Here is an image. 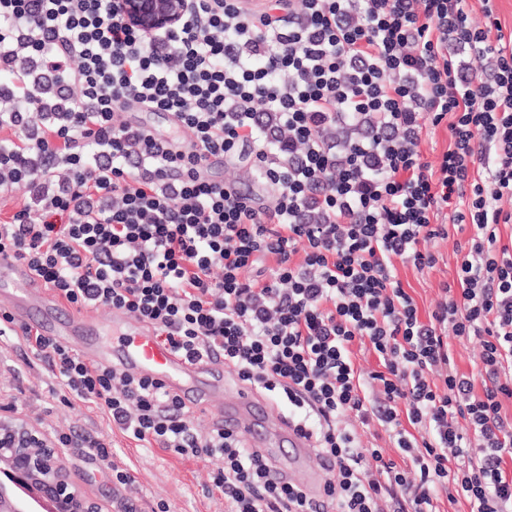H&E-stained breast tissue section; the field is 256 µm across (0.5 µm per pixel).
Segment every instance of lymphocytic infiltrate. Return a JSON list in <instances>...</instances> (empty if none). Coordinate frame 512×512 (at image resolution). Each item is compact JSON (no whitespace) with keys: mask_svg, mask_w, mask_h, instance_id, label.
Wrapping results in <instances>:
<instances>
[{"mask_svg":"<svg viewBox=\"0 0 512 512\" xmlns=\"http://www.w3.org/2000/svg\"><path fill=\"white\" fill-rule=\"evenodd\" d=\"M121 2L0 0V202L22 197L0 249L67 303L124 310L286 405L332 465L326 501L270 482L267 459L198 430L160 383L28 328L20 343L138 445L222 460L225 512H436L440 488L512 512V33L496 0L481 27L469 0H195L153 37ZM131 107L169 113L177 136L116 121ZM443 123L434 166L422 133ZM215 158L248 160L271 204L212 179ZM452 226L465 252L424 321L395 264L433 267ZM452 337L478 342L476 372ZM374 422L399 459L364 444ZM452 356L459 372L470 374L479 363L480 347L477 341L459 342L455 338H450Z\"/></svg>","mask_w":512,"mask_h":512,"instance_id":"obj_1","label":"lymphocytic infiltrate"}]
</instances>
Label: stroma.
<instances>
[{"mask_svg": "<svg viewBox=\"0 0 512 512\" xmlns=\"http://www.w3.org/2000/svg\"><path fill=\"white\" fill-rule=\"evenodd\" d=\"M465 239V234L452 229L447 238L430 242L437 257L433 268L420 271L409 263L397 264V277L415 299L421 316H428L442 301L443 284L453 283L459 260L456 246ZM62 390L48 362L14 346L12 337L0 338V409L6 418L26 421L51 438L71 435V442L61 447L66 470L87 496L105 504L107 512H159L163 504L169 505L170 512H224V496L211 482L218 461L137 447L95 405L62 402ZM96 440L112 442L115 461L135 472L133 486L113 482L91 448Z\"/></svg>", "mask_w": 512, "mask_h": 512, "instance_id": "obj_1", "label": "stroma"}]
</instances>
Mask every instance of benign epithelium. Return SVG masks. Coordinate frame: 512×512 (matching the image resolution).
Wrapping results in <instances>:
<instances>
[{"mask_svg": "<svg viewBox=\"0 0 512 512\" xmlns=\"http://www.w3.org/2000/svg\"><path fill=\"white\" fill-rule=\"evenodd\" d=\"M194 0H124L127 21L147 35L169 32L193 9ZM0 472L24 496L0 486V512H102L100 503L83 496L60 462L55 444L37 427L0 419Z\"/></svg>", "mask_w": 512, "mask_h": 512, "instance_id": "obj_1", "label": "benign epithelium"}]
</instances>
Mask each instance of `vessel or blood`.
<instances>
[{
	"instance_id": "b4317fda",
	"label": "vessel or blood",
	"mask_w": 512,
	"mask_h": 512,
	"mask_svg": "<svg viewBox=\"0 0 512 512\" xmlns=\"http://www.w3.org/2000/svg\"><path fill=\"white\" fill-rule=\"evenodd\" d=\"M0 311L9 314L15 326L35 329L89 364L114 365L161 381L192 409L205 411L215 399H222L216 420L225 431L247 438L252 448L269 458L278 480L297 484L313 497L322 493L327 470L313 465L311 439L270 413L254 389L230 384L222 359L189 361L163 344L149 325L119 309L109 321L111 341L91 343L100 326L96 313L61 302L7 248L0 250Z\"/></svg>"
}]
</instances>
